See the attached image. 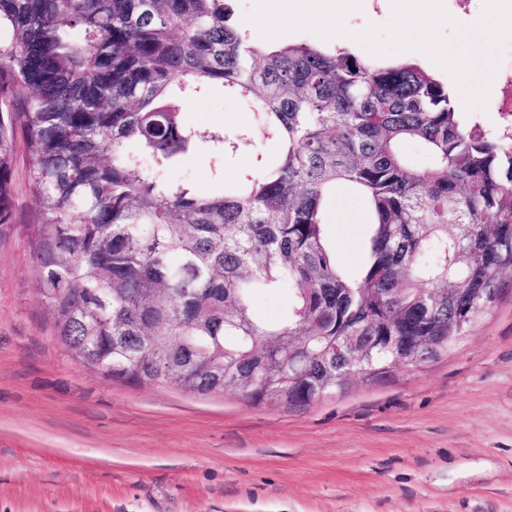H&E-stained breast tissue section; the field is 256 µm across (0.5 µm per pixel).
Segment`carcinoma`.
Segmentation results:
<instances>
[{
    "label": "carcinoma",
    "mask_w": 512,
    "mask_h": 512,
    "mask_svg": "<svg viewBox=\"0 0 512 512\" xmlns=\"http://www.w3.org/2000/svg\"><path fill=\"white\" fill-rule=\"evenodd\" d=\"M232 17L230 0H0V237L21 149L55 337L110 381L266 407L439 360L512 288V123L463 122L416 64L255 44ZM215 87L254 123L191 124L186 103ZM249 145L271 151L224 179ZM202 148L207 193L170 177ZM340 184L371 210L355 279L323 220ZM272 291L288 294L276 321L253 305ZM346 336L365 342L362 379L336 377ZM405 336H435L438 350L399 356Z\"/></svg>",
    "instance_id": "cac0c4a2"
}]
</instances>
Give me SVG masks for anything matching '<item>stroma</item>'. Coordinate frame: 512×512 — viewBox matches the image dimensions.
<instances>
[{
	"instance_id": "stroma-1",
	"label": "stroma",
	"mask_w": 512,
	"mask_h": 512,
	"mask_svg": "<svg viewBox=\"0 0 512 512\" xmlns=\"http://www.w3.org/2000/svg\"><path fill=\"white\" fill-rule=\"evenodd\" d=\"M203 129L253 121L213 89L191 100ZM0 239V512H512V292L447 356L306 407L134 388L56 340L25 230ZM339 267L357 276L371 226L362 197L325 203Z\"/></svg>"
}]
</instances>
